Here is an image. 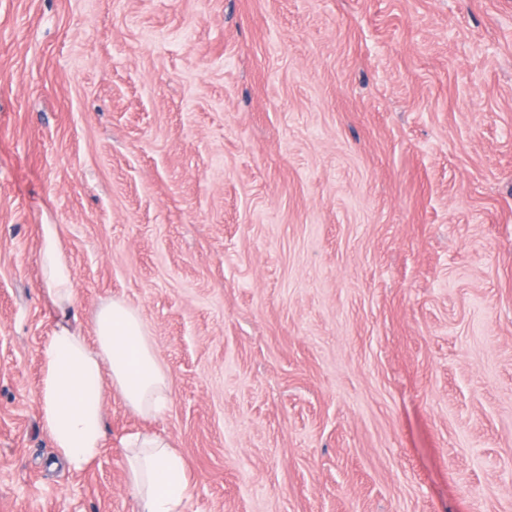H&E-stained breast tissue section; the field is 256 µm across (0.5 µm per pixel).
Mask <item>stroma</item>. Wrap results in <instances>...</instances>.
<instances>
[{
  "instance_id": "stroma-1",
  "label": "stroma",
  "mask_w": 512,
  "mask_h": 512,
  "mask_svg": "<svg viewBox=\"0 0 512 512\" xmlns=\"http://www.w3.org/2000/svg\"><path fill=\"white\" fill-rule=\"evenodd\" d=\"M115 299L170 405L74 473L40 350ZM137 432L188 512H512V0H0V512H138ZM40 265L45 291L52 303L65 309L72 305L75 288L69 262L63 253L54 225H44ZM126 476L140 512H186L191 484L181 455L159 434L128 436Z\"/></svg>"
}]
</instances>
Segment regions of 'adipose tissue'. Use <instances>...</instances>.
Returning a JSON list of instances; mask_svg holds the SVG:
<instances>
[{
	"instance_id": "1",
	"label": "adipose tissue",
	"mask_w": 512,
	"mask_h": 512,
	"mask_svg": "<svg viewBox=\"0 0 512 512\" xmlns=\"http://www.w3.org/2000/svg\"><path fill=\"white\" fill-rule=\"evenodd\" d=\"M40 265L45 291L59 308L72 305L69 262L54 225L44 227ZM94 341L71 325L60 326L41 349V422L66 467L84 470L104 448L103 404L116 391L135 411L158 415L168 406L167 375L139 311L122 300L102 305ZM126 476L141 512H185L191 484L184 461L158 434L128 436Z\"/></svg>"
}]
</instances>
